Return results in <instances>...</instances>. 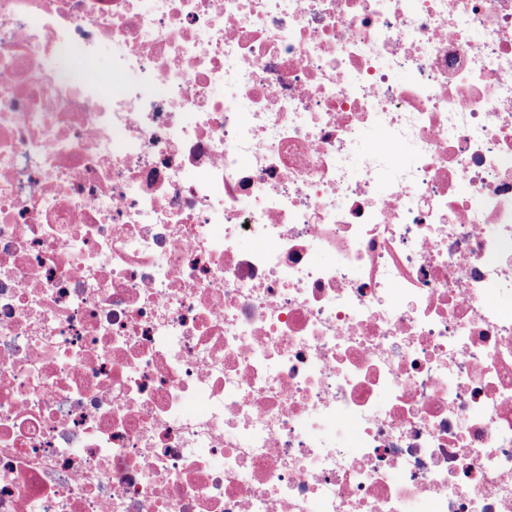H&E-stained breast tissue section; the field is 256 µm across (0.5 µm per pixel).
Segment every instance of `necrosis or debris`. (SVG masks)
<instances>
[{
	"label": "necrosis or debris",
	"instance_id": "necrosis-or-debris-1",
	"mask_svg": "<svg viewBox=\"0 0 512 512\" xmlns=\"http://www.w3.org/2000/svg\"><path fill=\"white\" fill-rule=\"evenodd\" d=\"M421 504L512 512V0H0V512Z\"/></svg>",
	"mask_w": 512,
	"mask_h": 512
}]
</instances>
